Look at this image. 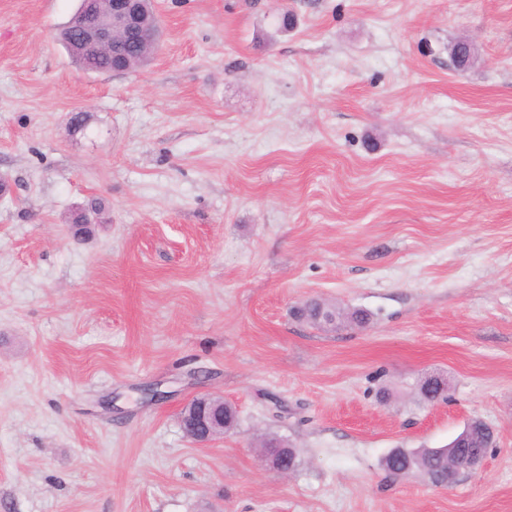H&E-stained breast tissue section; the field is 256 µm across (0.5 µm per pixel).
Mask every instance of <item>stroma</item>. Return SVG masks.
<instances>
[{"label":"stroma","mask_w":512,"mask_h":512,"mask_svg":"<svg viewBox=\"0 0 512 512\" xmlns=\"http://www.w3.org/2000/svg\"><path fill=\"white\" fill-rule=\"evenodd\" d=\"M77 7L0 0V512H512V0H155L116 74L59 42ZM312 298L372 321L294 319ZM204 394L239 424L201 447ZM472 420L494 443L452 487L387 478ZM370 322V316L364 310L360 309H346L336 305V320L335 317L330 318L327 323L335 325L333 330L339 329L341 326H358L364 327Z\"/></svg>","instance_id":"1"}]
</instances>
